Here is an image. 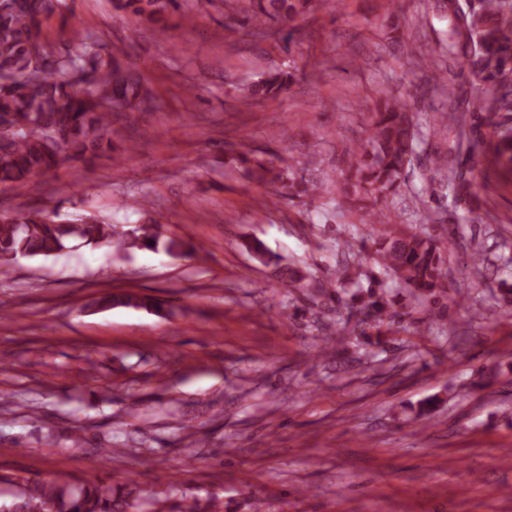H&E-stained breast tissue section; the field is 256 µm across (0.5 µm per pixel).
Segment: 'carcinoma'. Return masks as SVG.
Masks as SVG:
<instances>
[{"label":"carcinoma","mask_w":512,"mask_h":512,"mask_svg":"<svg viewBox=\"0 0 512 512\" xmlns=\"http://www.w3.org/2000/svg\"><path fill=\"white\" fill-rule=\"evenodd\" d=\"M248 3L246 12L255 35L272 38L278 25L289 24L310 11L317 0H226L224 12L234 16L237 3ZM171 0H113L115 8L141 17L167 32L164 12ZM59 0H26L16 9L10 0H0V126L14 119H26L28 128L0 134L9 138L0 152V183L22 192L32 180L63 166L88 164L112 151L118 134L115 123L126 113L149 107L151 88L128 62L122 48L106 51L89 42L79 30L65 52L47 55L40 39L43 21L55 14ZM433 8L451 18L448 58L462 46V63L480 77L482 87L471 103L473 127L485 130L487 145L497 170L512 179V0H478L469 11L453 0H433ZM292 80L287 71H271L245 88L243 103L275 98L288 90ZM448 113L427 112L422 117L410 111L394 96H386L367 109V137L346 150L349 167L355 170L351 184L354 198L387 201L398 194L413 168L419 145L427 143L447 127ZM256 150L242 141L238 157L253 181L281 188L288 201L321 197L323 184L308 180L292 167L276 165L282 157L276 151ZM446 169L438 154L428 157L421 179L436 193L435 176ZM75 240L86 245L111 243L121 250L151 248L158 235L142 225L132 236L92 214L63 219L58 212L33 210L0 215V272L20 257L58 254ZM356 241L352 232L336 244V278L308 280L309 274L284 269L288 288L307 286V300L319 305L334 296L357 308L362 319L336 315L324 326L322 350L326 354L347 351L352 336L390 332L406 316L386 298L380 276L407 289L410 296L431 306L449 308L447 254L434 235L412 232L401 224L400 215L381 225L372 240L373 265L356 263ZM140 307L146 300L134 292L109 293L97 305ZM140 489L114 493L102 484L74 485L24 479L0 512H140Z\"/></svg>","instance_id":"obj_1"}]
</instances>
